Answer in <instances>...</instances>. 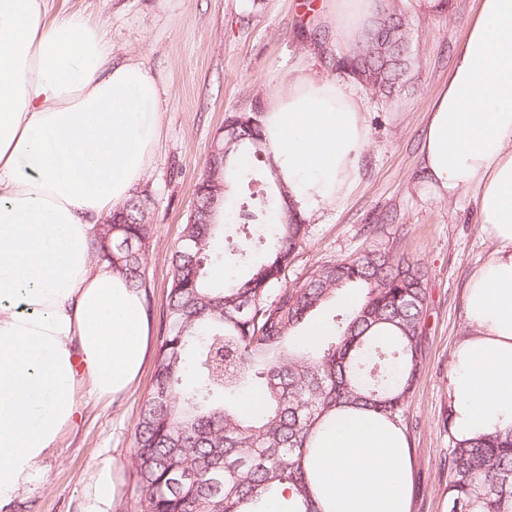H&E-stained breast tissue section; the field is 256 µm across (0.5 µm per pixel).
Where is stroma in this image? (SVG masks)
<instances>
[{"instance_id": "1", "label": "stroma", "mask_w": 512, "mask_h": 512, "mask_svg": "<svg viewBox=\"0 0 512 512\" xmlns=\"http://www.w3.org/2000/svg\"><path fill=\"white\" fill-rule=\"evenodd\" d=\"M446 12L402 0L413 34L407 88L390 96L358 87L369 129L359 181L333 206L309 212L308 235L285 271L295 283L325 262L391 249L428 270L422 365L408 409L413 462L411 512H448V363L468 327L465 290L494 246L473 197L450 203L429 190L421 145L432 98L447 83L477 0H448ZM321 0H53L51 15L84 12L111 26L117 56L132 55L161 86L162 139L140 184L153 201L144 295L152 338L162 334L171 254L193 208L194 189L228 112H247L284 88L290 74L336 75L348 43L314 15ZM154 359L127 393L99 401L80 393L79 417L43 465V479L11 512H82L95 464L116 473L112 512H143L133 458L140 408Z\"/></svg>"}]
</instances>
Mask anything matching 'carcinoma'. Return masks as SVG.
Returning a JSON list of instances; mask_svg holds the SVG:
<instances>
[{"mask_svg":"<svg viewBox=\"0 0 512 512\" xmlns=\"http://www.w3.org/2000/svg\"><path fill=\"white\" fill-rule=\"evenodd\" d=\"M411 33L398 0H380L364 36L336 67L374 94L409 81ZM265 156L262 109L224 114V158L208 156L209 191L195 194L171 256L165 326L152 392L134 433V464L146 512H319L305 461L321 428L339 408L362 406L406 423L420 370V327L427 270L387 250L329 261L290 286L284 271L308 225L288 187L238 170L234 156ZM238 189L229 251L247 258L258 247L255 224L274 225L264 257L248 274L224 283L219 218ZM148 194L133 190L96 226L93 255L136 289L145 286L150 236ZM360 286L358 306L332 317L334 340L308 350L291 339L341 291ZM245 386L260 390L264 408L236 415L225 398ZM287 485L300 500L283 502ZM449 512H512V429L448 447Z\"/></svg>","mask_w":512,"mask_h":512,"instance_id":"cac0c4a2","label":"carcinoma"}]
</instances>
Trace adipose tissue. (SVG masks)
<instances>
[{"label":"adipose tissue","instance_id":"obj_1","mask_svg":"<svg viewBox=\"0 0 512 512\" xmlns=\"http://www.w3.org/2000/svg\"><path fill=\"white\" fill-rule=\"evenodd\" d=\"M377 0H333L325 19L354 40ZM50 0H0V512L27 494L88 387L114 398L138 379L149 325L143 292L98 262L93 230L144 179L160 143L158 79L117 58L100 23L49 18ZM263 124L277 174L305 209L338 203L369 141L362 100L302 71L272 92ZM435 196L473 195L495 248L465 294L469 332L448 365L451 432L512 428V0H479L423 143ZM320 512H410L402 426L338 412L306 462ZM111 460L90 475L84 512H111Z\"/></svg>","mask_w":512,"mask_h":512}]
</instances>
